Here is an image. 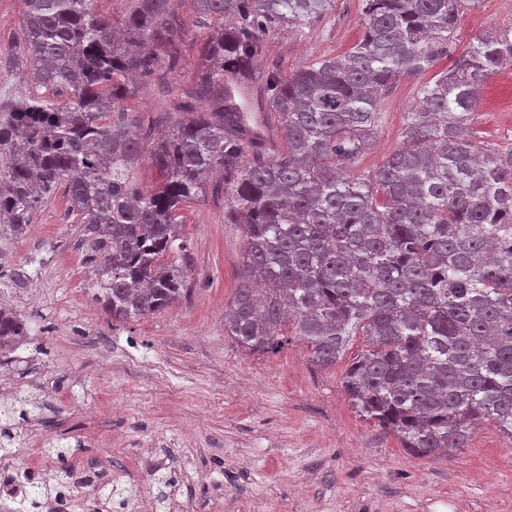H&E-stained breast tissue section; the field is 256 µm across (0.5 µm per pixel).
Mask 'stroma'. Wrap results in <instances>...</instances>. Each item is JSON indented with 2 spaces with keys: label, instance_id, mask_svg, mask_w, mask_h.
Instances as JSON below:
<instances>
[{
  "label": "stroma",
  "instance_id": "1",
  "mask_svg": "<svg viewBox=\"0 0 512 512\" xmlns=\"http://www.w3.org/2000/svg\"><path fill=\"white\" fill-rule=\"evenodd\" d=\"M180 60L129 106L161 134L182 120L181 93L201 73L192 0ZM363 0H334L310 23L264 41L263 63L288 74L347 52L363 35ZM489 30L512 32V0L463 10L455 52ZM452 62L403 75L384 95L374 142L354 174L379 167L401 143L421 85ZM469 137L512 158V67L487 79ZM190 248L187 290L162 311L111 318L94 298L95 263L64 190L27 232L0 238V297L24 320L17 349L0 350V458L42 449L52 463L95 470L127 512H512V444L486 421L464 448L414 456L360 415L342 377L366 345L352 337L336 364L312 362L291 340L250 354L224 334L239 285L244 235L224 221V193L207 187L181 212ZM31 265L23 287L13 270Z\"/></svg>",
  "mask_w": 512,
  "mask_h": 512
}]
</instances>
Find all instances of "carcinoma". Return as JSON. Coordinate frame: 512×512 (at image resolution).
<instances>
[{"mask_svg":"<svg viewBox=\"0 0 512 512\" xmlns=\"http://www.w3.org/2000/svg\"><path fill=\"white\" fill-rule=\"evenodd\" d=\"M92 0H23L18 49L28 91L0 108V236L17 237L65 184L69 212L99 258L97 300L115 320L156 313L185 290L177 211L222 174L224 223L245 243L224 335L250 353L294 336L320 366L350 337L367 349L342 385L360 414L421 456L466 447L485 420L512 442V165L463 135L487 78L512 61L488 31L421 87L401 145L367 175L385 92L453 42L480 0H364V34L343 54L261 74L264 37L307 24L333 0H194L198 82L186 119L154 145L162 182L131 176L151 127L126 101L179 61L176 0H134L121 20ZM259 82L274 114L271 152L232 82ZM27 335L0 311V345Z\"/></svg>","mask_w":512,"mask_h":512,"instance_id":"carcinoma-1","label":"carcinoma"}]
</instances>
